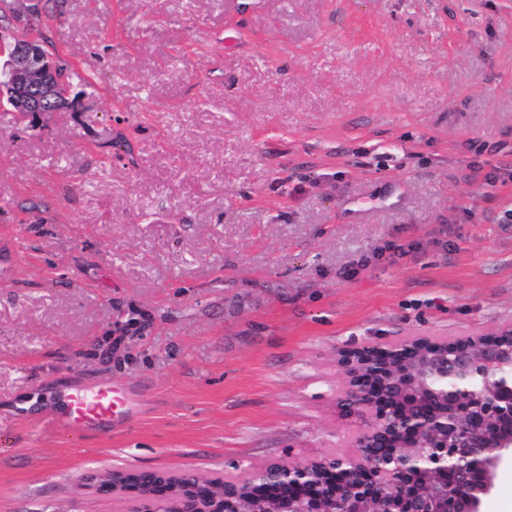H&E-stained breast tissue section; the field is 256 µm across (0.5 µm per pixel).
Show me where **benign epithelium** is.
<instances>
[{"instance_id":"obj_1","label":"benign epithelium","mask_w":512,"mask_h":512,"mask_svg":"<svg viewBox=\"0 0 512 512\" xmlns=\"http://www.w3.org/2000/svg\"><path fill=\"white\" fill-rule=\"evenodd\" d=\"M38 40L0 37V99L27 118L62 92ZM348 384L342 416L365 429L357 453L254 471L256 494L286 491L280 512H480L493 475L512 460V326L437 341L416 338L339 353ZM137 469L95 478L101 494L130 493L131 512H242L239 487L205 498L202 476Z\"/></svg>"}]
</instances>
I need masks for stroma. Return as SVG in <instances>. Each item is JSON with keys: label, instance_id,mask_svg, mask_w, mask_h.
I'll use <instances>...</instances> for the list:
<instances>
[{"label": "stroma", "instance_id": "1", "mask_svg": "<svg viewBox=\"0 0 512 512\" xmlns=\"http://www.w3.org/2000/svg\"><path fill=\"white\" fill-rule=\"evenodd\" d=\"M39 10L77 105L0 104V512L353 453L340 350L512 324V0ZM105 380L125 423H47Z\"/></svg>", "mask_w": 512, "mask_h": 512}]
</instances>
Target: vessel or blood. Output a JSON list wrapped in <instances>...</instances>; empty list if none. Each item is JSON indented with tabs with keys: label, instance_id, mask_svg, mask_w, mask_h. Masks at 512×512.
Segmentation results:
<instances>
[{
	"label": "vessel or blood",
	"instance_id": "1",
	"mask_svg": "<svg viewBox=\"0 0 512 512\" xmlns=\"http://www.w3.org/2000/svg\"><path fill=\"white\" fill-rule=\"evenodd\" d=\"M129 386L106 381L92 389H73L56 408L50 422L63 432L94 431L127 420Z\"/></svg>",
	"mask_w": 512,
	"mask_h": 512
}]
</instances>
